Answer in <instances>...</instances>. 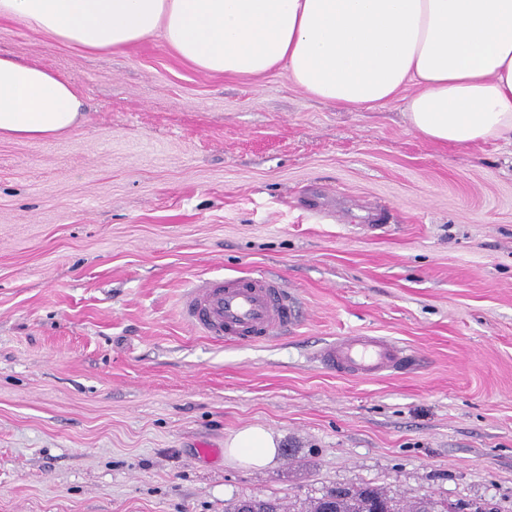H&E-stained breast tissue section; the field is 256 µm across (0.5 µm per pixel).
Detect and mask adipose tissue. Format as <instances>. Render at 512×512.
Wrapping results in <instances>:
<instances>
[{
    "mask_svg": "<svg viewBox=\"0 0 512 512\" xmlns=\"http://www.w3.org/2000/svg\"><path fill=\"white\" fill-rule=\"evenodd\" d=\"M0 17L89 52L159 35L196 69H283L307 95L345 109L401 96L411 128L439 144L512 136V0H0ZM81 108L67 81L0 56V138L55 137ZM277 448L253 425L225 453L256 469Z\"/></svg>",
    "mask_w": 512,
    "mask_h": 512,
    "instance_id": "obj_1",
    "label": "adipose tissue"
}]
</instances>
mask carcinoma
<instances>
[{"mask_svg": "<svg viewBox=\"0 0 512 512\" xmlns=\"http://www.w3.org/2000/svg\"><path fill=\"white\" fill-rule=\"evenodd\" d=\"M245 507L249 508L250 512H281L280 503L273 499L261 498L236 501L225 508V512H242ZM306 512H459V508L441 506L430 498L401 505L394 498L370 486H338L310 501Z\"/></svg>", "mask_w": 512, "mask_h": 512, "instance_id": "carcinoma-1", "label": "carcinoma"}]
</instances>
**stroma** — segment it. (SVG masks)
<instances>
[{"mask_svg": "<svg viewBox=\"0 0 512 512\" xmlns=\"http://www.w3.org/2000/svg\"><path fill=\"white\" fill-rule=\"evenodd\" d=\"M0 54L84 103L0 139V512H300L364 485L512 512L511 138L440 145L402 100L205 73L159 36L89 53L0 17ZM247 273L281 279L292 328L217 345L183 321L187 281ZM351 334L420 361L323 368ZM248 425L278 442L264 468L224 453ZM251 509L249 512H281V505L273 499L250 498L239 500L224 509L225 512H243L244 507Z\"/></svg>", "mask_w": 512, "mask_h": 512, "instance_id": "35a3bbf8", "label": "stroma"}]
</instances>
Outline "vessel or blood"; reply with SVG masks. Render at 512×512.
I'll list each match as a JSON object with an SVG mask.
<instances>
[{"label": "vessel or blood", "mask_w": 512, "mask_h": 512, "mask_svg": "<svg viewBox=\"0 0 512 512\" xmlns=\"http://www.w3.org/2000/svg\"><path fill=\"white\" fill-rule=\"evenodd\" d=\"M187 324L213 342L267 340L297 321V301L282 282L267 274L199 278L190 281L180 302ZM320 361L341 373L372 377L405 372L414 355L395 341L374 336H343L322 347Z\"/></svg>", "instance_id": "vessel-or-blood-1"}]
</instances>
